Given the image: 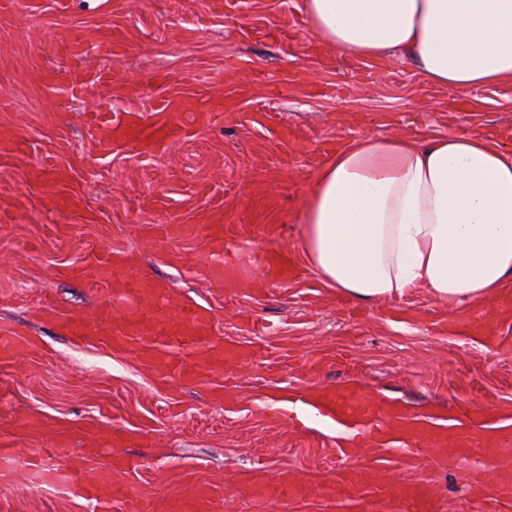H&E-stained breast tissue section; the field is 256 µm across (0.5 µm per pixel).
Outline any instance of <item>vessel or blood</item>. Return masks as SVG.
Wrapping results in <instances>:
<instances>
[{"label":"vessel or blood","instance_id":"obj_1","mask_svg":"<svg viewBox=\"0 0 512 512\" xmlns=\"http://www.w3.org/2000/svg\"><path fill=\"white\" fill-rule=\"evenodd\" d=\"M179 128L166 124L144 126L128 114H112L97 121L92 136L99 149L111 152L122 142H138L149 149L161 139H174ZM220 214H212L210 223L178 227L182 236L211 241L218 255L215 268L234 263L224 250V227ZM260 267L279 279L288 278V259L276 251L258 254ZM129 259L120 251L94 256L80 266L78 273L108 288V298L91 314L76 313L60 321L59 327L69 336L97 342L135 354L143 363L166 370L180 380L193 383L223 369L225 362L248 359L247 351L216 338V326L209 308L188 300L175 299L166 281L137 276L129 270ZM314 409L352 431L354 438L369 446L396 448L406 459L422 462L436 448L453 446L454 454L441 456L437 464L454 467L458 455L476 448L499 447L501 436L486 433L474 422L473 410L464 407L453 419L409 417L395 407L372 403L364 391L349 389L321 392ZM68 439L57 438L49 450L50 463L43 471L44 482L76 487L91 500L99 512H221L223 495L219 485H201L189 481L178 496L164 494L135 496L131 477L141 467L140 461L113 458L110 470L126 474L123 482H109L92 470H74L69 463ZM362 482V472L348 469L339 473L328 500V512H353L352 489ZM477 512H501L512 503V461L491 457L489 463L470 474ZM250 492L265 501L285 502L300 499L304 492L297 474L286 472L277 481L254 475ZM370 493L381 512H442L443 506L426 485L395 480L371 485Z\"/></svg>","mask_w":512,"mask_h":512}]
</instances>
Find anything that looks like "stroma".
I'll use <instances>...</instances> for the list:
<instances>
[{
	"instance_id": "stroma-1",
	"label": "stroma",
	"mask_w": 512,
	"mask_h": 512,
	"mask_svg": "<svg viewBox=\"0 0 512 512\" xmlns=\"http://www.w3.org/2000/svg\"><path fill=\"white\" fill-rule=\"evenodd\" d=\"M20 2L21 18L0 17V130L23 144L0 166V201H20L0 222V328L31 346L0 362V438L17 448L0 464V512H89L32 473L30 453L47 442L19 434L26 421L74 432V467L140 459L145 493H177L191 477L218 483L223 512H320L338 470L370 457L363 446L341 459L335 427L291 414L290 393L360 385L377 404L435 417L471 403L512 434V319L422 288L382 300L342 295L306 261L297 220L317 173L361 136L512 132V82L448 90L408 62L356 58L309 34L302 0H223L219 12L209 0H68L63 10L55 0ZM106 25L123 40L112 55L97 46ZM75 35L85 43L79 56L62 49ZM71 68L109 70L114 80L71 97L39 78ZM205 95L223 96V111L151 156L131 146L101 153L87 129L92 112L150 124L159 97ZM45 159L73 206H55L31 177ZM215 207L239 254L220 286L206 242L143 232L200 223ZM267 247L285 251L299 274L266 278L255 254ZM105 249L131 255L135 274L168 281L177 298L212 308L218 335L254 358L186 385L134 354L59 331L40 300L50 297L61 315L92 313L105 285L67 270ZM90 429L113 441L88 461L80 450ZM476 464L466 455L443 469L392 455L366 480L423 482L446 512H467ZM257 469L271 481L297 474L310 497L241 500L240 482Z\"/></svg>"
}]
</instances>
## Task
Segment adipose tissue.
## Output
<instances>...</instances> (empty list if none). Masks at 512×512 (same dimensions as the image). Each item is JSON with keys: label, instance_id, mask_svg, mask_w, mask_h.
Segmentation results:
<instances>
[{"label": "adipose tissue", "instance_id": "ef3b65f1", "mask_svg": "<svg viewBox=\"0 0 512 512\" xmlns=\"http://www.w3.org/2000/svg\"><path fill=\"white\" fill-rule=\"evenodd\" d=\"M310 34L425 82L512 80V0H302ZM324 282L358 299L413 288L485 302L512 285V150L473 131L362 136L318 173L298 213Z\"/></svg>", "mask_w": 512, "mask_h": 512}]
</instances>
